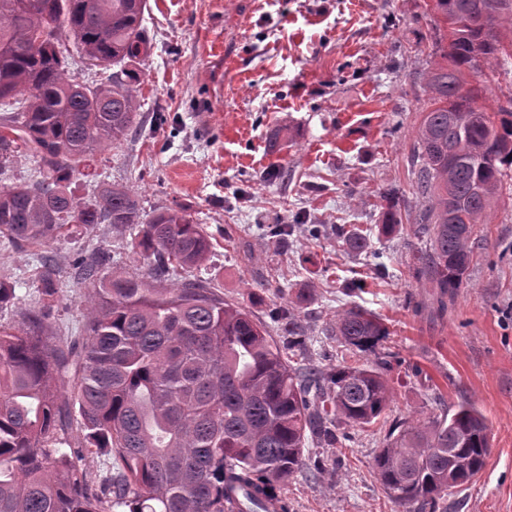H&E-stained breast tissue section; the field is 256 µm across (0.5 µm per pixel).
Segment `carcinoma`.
<instances>
[{
    "instance_id": "cac0c4a2",
    "label": "carcinoma",
    "mask_w": 512,
    "mask_h": 512,
    "mask_svg": "<svg viewBox=\"0 0 512 512\" xmlns=\"http://www.w3.org/2000/svg\"><path fill=\"white\" fill-rule=\"evenodd\" d=\"M442 61L424 77L428 105L416 131L415 194L426 205L414 234L419 278L436 288L413 311L444 315L463 285L473 227L512 170V97L491 111L489 85L467 75L512 73V0H431ZM147 0H0V175L24 144L40 159V178L0 187V238L14 248L45 247L80 224L134 230L145 275H114L105 256L76 264L88 284L84 335L67 345L43 332L58 301L61 269L44 256L37 269L40 309L18 312L23 329L0 324V512H258L275 487L306 463V442L332 447L340 424L385 423L392 388L388 353H376L388 326L359 307L336 311L332 333L344 355L336 367L310 362L296 312L300 293L277 316L285 356L249 311L200 279L161 288L170 272L191 271L212 249L210 237L176 206L143 217L137 194L104 185L94 199L69 190L94 151L126 139L138 124L136 65L148 54ZM65 18L89 67L111 71L84 85L69 79ZM383 231L402 223L400 197L380 194ZM350 251L369 237L336 225ZM377 354L376 366L359 363ZM70 385L71 396L60 390ZM78 407L76 442L60 436ZM484 415L464 401L391 427L373 458L387 497L402 512H437L450 492L482 471L488 454ZM103 457L95 475L83 453Z\"/></svg>"
}]
</instances>
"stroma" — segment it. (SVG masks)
Here are the masks:
<instances>
[{"instance_id":"1","label":"stroma","mask_w":512,"mask_h":512,"mask_svg":"<svg viewBox=\"0 0 512 512\" xmlns=\"http://www.w3.org/2000/svg\"><path fill=\"white\" fill-rule=\"evenodd\" d=\"M142 26L150 52L139 67L140 125L95 153L99 180L135 190L147 215L186 208L213 242L200 278L271 338L275 312L308 289L298 318L322 368L340 355L331 334L338 310L357 305L382 318L391 336L381 348L398 362L388 423L474 403L490 448L448 512H512V175L474 229L473 261L447 313L430 322L409 307L433 291L413 276L406 245L424 205L410 159L439 36L429 0H148ZM390 187L409 210L384 236L378 202ZM270 224L292 225L286 245L267 235ZM308 224L327 231L310 238ZM337 224L364 230L369 252L345 249ZM130 240L102 224L48 245L63 285L47 335L83 333L88 286L72 274L80 257L99 251L113 273H146ZM37 265L33 251L0 238V278L19 307L34 305ZM384 435L353 428L341 447L308 446L323 472L282 488L292 512H398L372 468Z\"/></svg>"}]
</instances>
